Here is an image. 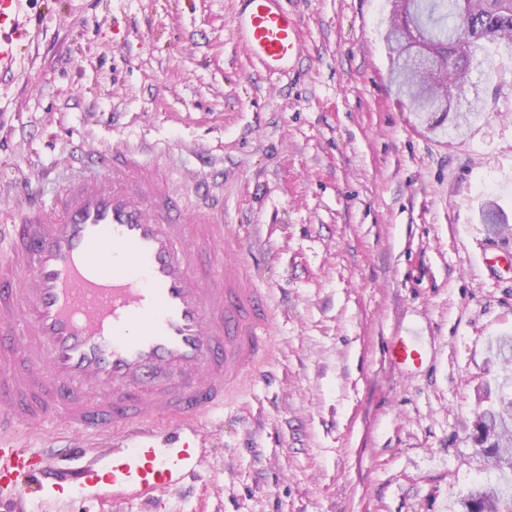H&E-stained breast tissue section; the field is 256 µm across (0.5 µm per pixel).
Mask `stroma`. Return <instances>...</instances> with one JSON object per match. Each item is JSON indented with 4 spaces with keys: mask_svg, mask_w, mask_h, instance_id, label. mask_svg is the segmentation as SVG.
<instances>
[{
    "mask_svg": "<svg viewBox=\"0 0 512 512\" xmlns=\"http://www.w3.org/2000/svg\"><path fill=\"white\" fill-rule=\"evenodd\" d=\"M301 20L287 74L266 77L237 40L241 0H25L22 49L0 73V185L42 204L76 143L144 137L177 167L222 173L217 204L242 236L229 253L266 288V372L193 439L200 476L152 512H460L496 473L468 438L473 412L512 361V58L473 64L484 116L452 136L417 124L389 90L387 0H285ZM508 218L480 219L486 201ZM413 336L419 368L384 347ZM60 448L121 450L41 425ZM43 512L113 508L82 490Z\"/></svg>",
    "mask_w": 512,
    "mask_h": 512,
    "instance_id": "35a3bbf8",
    "label": "stroma"
}]
</instances>
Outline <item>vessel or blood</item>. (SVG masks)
Instances as JSON below:
<instances>
[{
	"mask_svg": "<svg viewBox=\"0 0 512 512\" xmlns=\"http://www.w3.org/2000/svg\"><path fill=\"white\" fill-rule=\"evenodd\" d=\"M234 26L269 76L287 73L298 21L282 0H243ZM19 52L0 29V72ZM158 146L83 149L52 208L27 201L0 225V512H30L65 487L94 498L153 499L195 477L184 433L224 416V400L270 353L268 297L224 255L240 238L205 198L185 210ZM386 352L408 367L412 340ZM62 421L85 433L121 427L128 446L99 470L54 468L20 427Z\"/></svg>",
	"mask_w": 512,
	"mask_h": 512,
	"instance_id": "vessel-or-blood-1",
	"label": "vessel or blood"
}]
</instances>
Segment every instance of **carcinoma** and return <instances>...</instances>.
<instances>
[{"instance_id": "1", "label": "carcinoma", "mask_w": 512, "mask_h": 512, "mask_svg": "<svg viewBox=\"0 0 512 512\" xmlns=\"http://www.w3.org/2000/svg\"><path fill=\"white\" fill-rule=\"evenodd\" d=\"M384 39L397 97L408 98L419 117L424 98L447 97L448 108L431 116L429 128L451 134L461 121L484 114L478 96L464 113L455 106L466 98L473 61L494 72L498 57L512 56V0H411L403 13L395 4ZM477 416L481 457L489 464L502 447L512 446V399ZM476 491L484 493L488 512H512L511 484L489 481Z\"/></svg>"}]
</instances>
